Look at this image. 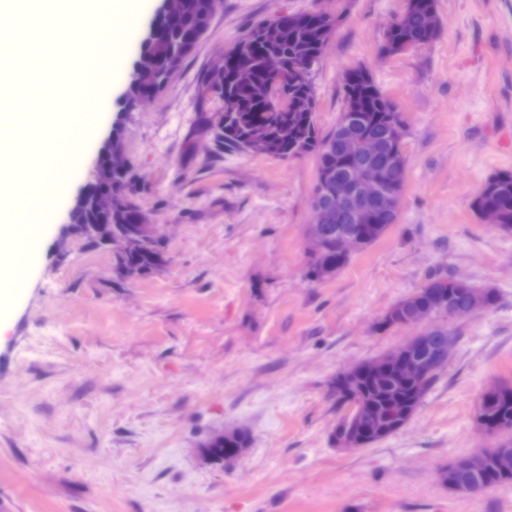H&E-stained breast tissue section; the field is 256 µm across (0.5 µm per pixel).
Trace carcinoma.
Masks as SVG:
<instances>
[{"label":"carcinoma","mask_w":512,"mask_h":512,"mask_svg":"<svg viewBox=\"0 0 512 512\" xmlns=\"http://www.w3.org/2000/svg\"><path fill=\"white\" fill-rule=\"evenodd\" d=\"M405 16L396 26L384 34L380 50L392 55L397 48L405 45L424 47L433 42L436 35L427 28L426 17L437 11V0H405ZM213 16L209 0H184L178 17L165 19L160 24L158 40L147 54L154 57L160 75H165L164 61L159 56L162 46L168 43H184L194 48L203 32L210 30ZM267 27L275 28L269 39L260 37V25L250 28L253 39L246 57L237 54L229 56L224 73V93L215 97L224 113V133H214L212 158L222 159L224 154L241 153L243 146L252 139L256 131L263 132L261 142L255 144L252 153L278 159H294L313 155L317 159V180L313 197L328 203L331 221L323 225V249L308 250L304 277L310 282L325 281L333 277L347 263L348 259H336V237L357 231V223L336 201L322 196L323 187L344 179L348 169L360 165H388L394 189L401 192L406 184V165L401 158L392 156L396 144L392 142L391 129L397 122H403L402 113L385 96L373 76L363 67L354 68L351 80L341 87L344 109L357 113L353 136L376 137L383 141L386 152L380 156H368L362 152L347 153L343 147V135L336 127L323 133L317 125V102L311 84V74L321 61V39L323 27L312 12H295L278 15L263 21ZM274 53L281 57L282 92L288 97L286 110L276 108L270 101L257 95L254 87L269 81L265 70L266 55ZM213 113L203 112L198 122L186 134L184 166L195 161L194 140L213 133ZM472 209L482 214L490 212L496 218V225L504 232H512V171H501L485 183L481 192L473 199ZM399 210L377 212L372 215L373 227L365 232L363 248L374 244L397 222ZM85 224H110L112 232L126 234L132 248L124 262L135 267L142 276H149L167 262L164 245L158 239L141 238L136 234L139 211L127 209L100 216L94 212L83 218ZM432 290L448 295L451 307L465 308L471 305V297L456 294L451 289L450 277L444 274L428 275L425 284L395 303L384 315L383 324L395 326L407 320L416 310L417 304L428 299ZM448 308L436 310L431 326L427 329L426 340L421 354L434 362H441L448 350ZM438 375L422 378H393L382 375L377 378L362 377L351 381L336 376L334 396L339 408H346L350 402L372 406L393 415L379 425L374 440L386 438L406 425L409 416L404 409L415 412L434 388ZM475 420L479 429L490 436L497 435L501 448H512V384H499V390L485 399L476 408ZM249 443L246 432L233 430L224 433V438L205 443L207 454L216 462L234 448H244ZM497 452L489 448L483 452L485 463L482 469L470 470L463 464V457L457 456L442 470L443 481H451L462 490L482 489L487 486L512 484V472H504L498 466Z\"/></svg>","instance_id":"1"}]
</instances>
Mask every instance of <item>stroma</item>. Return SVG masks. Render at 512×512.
Wrapping results in <instances>:
<instances>
[{
  "label": "stroma",
  "mask_w": 512,
  "mask_h": 512,
  "mask_svg": "<svg viewBox=\"0 0 512 512\" xmlns=\"http://www.w3.org/2000/svg\"><path fill=\"white\" fill-rule=\"evenodd\" d=\"M403 0H221L210 31L149 101L125 88L161 0H112L115 30L71 21L72 0H16L0 13V171L5 236L22 235L32 185L60 142L33 123L93 124L39 258L15 279L0 268V512H512V485L455 494L439 470L493 446L476 426L482 392L512 382V233L470 206L512 170V0H438L428 46L380 54ZM324 10L340 20L313 76L317 122L343 110L340 75L367 67L403 112L407 180L399 219L332 278L303 276L314 158L236 154L183 168L185 135L203 111L197 77L253 23ZM137 14L133 29L124 18ZM54 41L46 58L16 45ZM112 38L121 75L106 111L65 86L83 48ZM124 138L139 204L166 234L168 264L122 280L68 213L111 131ZM431 272L493 289V308L449 322L456 346L437 385L398 432L342 451L331 384L344 368L397 348L411 327L380 329L386 311ZM245 429L247 451L203 464L212 432Z\"/></svg>",
  "instance_id": "35a3bbf8"
}]
</instances>
